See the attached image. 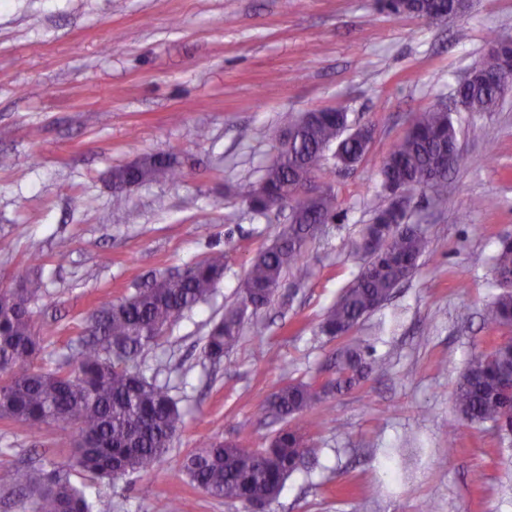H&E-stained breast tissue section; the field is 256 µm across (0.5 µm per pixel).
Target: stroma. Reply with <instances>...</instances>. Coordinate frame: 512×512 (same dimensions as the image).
Returning a JSON list of instances; mask_svg holds the SVG:
<instances>
[{"instance_id": "35a3bbf8", "label": "stroma", "mask_w": 512, "mask_h": 512, "mask_svg": "<svg viewBox=\"0 0 512 512\" xmlns=\"http://www.w3.org/2000/svg\"><path fill=\"white\" fill-rule=\"evenodd\" d=\"M496 34L512 36V0H471L449 20L376 0H0V288H36L39 363L54 366L103 304L225 254L209 299L140 365L177 401L181 431L153 469L115 486L71 474L89 500L159 512L176 496L182 512H245L192 485L182 460L211 441L265 447L281 426L265 412L273 393L334 377L344 342L319 322L364 264L353 242L389 202L382 162L415 113L453 105ZM328 108L374 128L370 153L350 172L325 157L339 217L309 252L311 277L284 278L210 363V327L287 222L254 215L239 188L276 155L283 113ZM454 118L463 160L442 198L414 199L430 251L354 331L373 371L304 414L316 452L270 512H512V435L452 411L467 363L502 336L483 313L499 292L498 240L512 235V96ZM145 154L176 158L179 177L114 205L113 170ZM488 197L496 208L481 207ZM74 444L57 423L34 438L0 421V512H24L15 467L66 466Z\"/></svg>"}]
</instances>
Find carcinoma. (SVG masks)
Wrapping results in <instances>:
<instances>
[{
    "instance_id": "cac0c4a2",
    "label": "carcinoma",
    "mask_w": 512,
    "mask_h": 512,
    "mask_svg": "<svg viewBox=\"0 0 512 512\" xmlns=\"http://www.w3.org/2000/svg\"><path fill=\"white\" fill-rule=\"evenodd\" d=\"M460 94L470 111L494 112L512 94V86L478 80L463 86ZM283 124L287 140L261 178L244 185L241 198L257 216L286 206L291 220L252 260L238 289L240 302L225 310L224 318L206 336L204 356L213 362L221 361L237 341L247 312L256 313L271 303L284 274L291 273L298 285L309 277V245L324 225L336 221L331 184L322 183L315 199L297 197L295 186L306 177L317 178L330 149L337 166L358 165L369 154L373 139L351 134L354 126L349 114L333 109L310 120L290 113L283 117ZM458 140L452 113L439 107L418 113L382 162V188L387 192L399 189L411 200L417 194L440 195L448 172L462 159L458 153L449 166L442 163ZM177 174L178 165L172 158L145 154L134 168L113 170L115 202L121 203L129 185ZM381 228L390 237L387 253L371 246ZM354 247L366 262L322 316L320 331L330 337L350 335L375 303L387 301L414 273L429 251L430 240L408 213L396 215L382 208L372 223L364 225ZM493 269L497 280L512 275V239H500ZM223 274L224 252L216 251L186 266L182 274L164 279L157 288H140L129 297L102 305L87 316L85 335L67 345L70 353L52 369L36 363L41 336L30 308L34 291L0 289V419L25 424L34 435L49 423L76 432L77 448L65 473L53 475L33 464L14 470L13 486L29 493L28 512H111L110 504L89 501L71 483L69 473L94 475L113 485L130 473L150 470L166 452L182 427L183 414L167 390L140 374L138 358L184 312L204 302ZM484 321L502 329L512 327V288L497 295ZM366 371L364 350L348 344L340 353L336 379L329 387L348 389ZM511 374L512 336H507L471 360L453 395L454 413L512 431V406L501 392L503 377ZM320 398L321 391L311 383L281 386L272 395L268 411L284 426L266 447L246 450L211 443L190 453L182 469L211 497L241 503L275 502L299 464L315 452L297 419Z\"/></svg>"
}]
</instances>
